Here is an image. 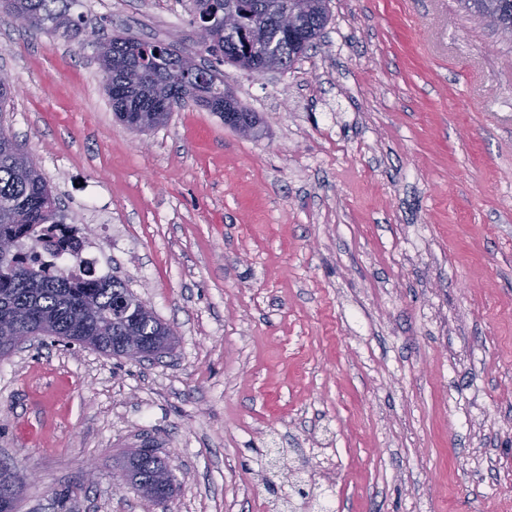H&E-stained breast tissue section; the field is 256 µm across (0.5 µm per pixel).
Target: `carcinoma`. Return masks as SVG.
<instances>
[{
  "mask_svg": "<svg viewBox=\"0 0 512 512\" xmlns=\"http://www.w3.org/2000/svg\"><path fill=\"white\" fill-rule=\"evenodd\" d=\"M73 0H0V12L10 17H29L27 27L56 32L55 21L67 15ZM464 8L479 16L493 17L509 30L512 39V0H461ZM194 20L209 25L206 51L224 62L259 73L264 68L288 70L316 45L329 18V0H191ZM297 14L295 33L280 29L279 17ZM107 82L112 85V107L121 122L139 114L151 116L146 128L166 123L162 108H205L220 118L234 116L231 128L252 133L259 126L250 111L210 69L194 65L176 46L161 41H140L114 36L105 40ZM195 82L208 88L205 97L184 90ZM66 217L33 157L0 126V239H22L51 251L41 235L47 224H63ZM8 316L20 334L40 332L71 343L91 338L106 354L116 337L131 331L162 350L172 347V330L120 279L93 275L76 276L51 269L20 248L0 258V318ZM132 482L163 493L174 492L173 477L159 457L135 452L126 463Z\"/></svg>",
  "mask_w": 512,
  "mask_h": 512,
  "instance_id": "cac0c4a2",
  "label": "carcinoma"
}]
</instances>
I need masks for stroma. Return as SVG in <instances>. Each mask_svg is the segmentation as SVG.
Instances as JSON below:
<instances>
[{"label": "stroma", "mask_w": 512, "mask_h": 512, "mask_svg": "<svg viewBox=\"0 0 512 512\" xmlns=\"http://www.w3.org/2000/svg\"><path fill=\"white\" fill-rule=\"evenodd\" d=\"M190 0H77L164 40L263 120L114 116L96 44L0 14V123L68 223L177 330L132 361L45 337L0 357L17 512H512V41L460 0H330L258 75L197 44ZM149 445L175 491L125 489Z\"/></svg>", "instance_id": "35a3bbf8"}]
</instances>
